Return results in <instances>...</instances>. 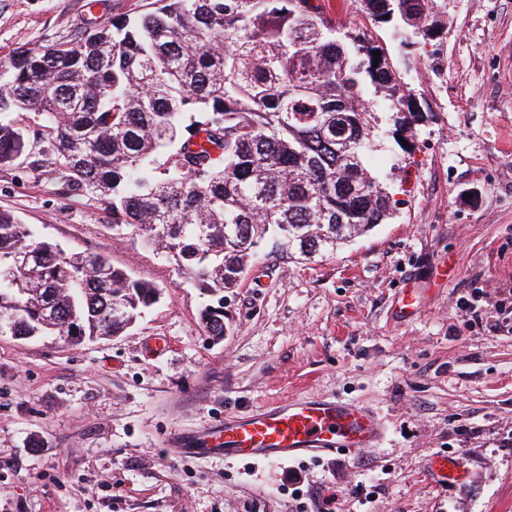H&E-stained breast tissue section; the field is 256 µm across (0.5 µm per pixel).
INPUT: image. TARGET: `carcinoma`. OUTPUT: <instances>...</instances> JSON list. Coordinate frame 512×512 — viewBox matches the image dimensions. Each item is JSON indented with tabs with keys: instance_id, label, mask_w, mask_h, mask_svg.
Segmentation results:
<instances>
[{
	"instance_id": "1",
	"label": "carcinoma",
	"mask_w": 512,
	"mask_h": 512,
	"mask_svg": "<svg viewBox=\"0 0 512 512\" xmlns=\"http://www.w3.org/2000/svg\"><path fill=\"white\" fill-rule=\"evenodd\" d=\"M437 0H361L403 46L439 34ZM381 52L375 58L372 52ZM382 94L392 137L417 122L387 49L340 34L313 0H153L133 19L0 61V166L45 169L97 195L112 228L156 246L215 302L268 237L310 260L393 218L372 169ZM100 255L68 254L0 210V322L79 345L116 336L159 299Z\"/></svg>"
}]
</instances>
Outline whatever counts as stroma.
I'll use <instances>...</instances> for the list:
<instances>
[{
    "mask_svg": "<svg viewBox=\"0 0 512 512\" xmlns=\"http://www.w3.org/2000/svg\"><path fill=\"white\" fill-rule=\"evenodd\" d=\"M343 31L387 48L424 118L408 150L381 113L374 167L395 216L336 254L260 243L224 295H206L100 198L40 168L0 167V209L69 252L98 254L161 290L117 336L71 346L0 336V512H512V0H441V34L403 47L360 0H317ZM87 0H0V60L66 44ZM303 396L370 407L379 446L255 461L172 452L187 431ZM465 458L468 479L425 463ZM427 472L441 486L456 484L465 478V472L458 459L448 455L431 458L427 464Z\"/></svg>",
    "mask_w": 512,
    "mask_h": 512,
    "instance_id": "35a3bbf8",
    "label": "stroma"
}]
</instances>
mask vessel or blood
Instances as JSON below:
<instances>
[{
  "instance_id": "obj_1",
  "label": "vessel or blood",
  "mask_w": 512,
  "mask_h": 512,
  "mask_svg": "<svg viewBox=\"0 0 512 512\" xmlns=\"http://www.w3.org/2000/svg\"><path fill=\"white\" fill-rule=\"evenodd\" d=\"M384 435L381 420L366 407L336 398L293 400L254 413L225 418L206 434L187 433L180 444L197 457L274 461L307 455L349 456L377 447ZM427 471L439 485L465 477L458 459L439 455Z\"/></svg>"
}]
</instances>
